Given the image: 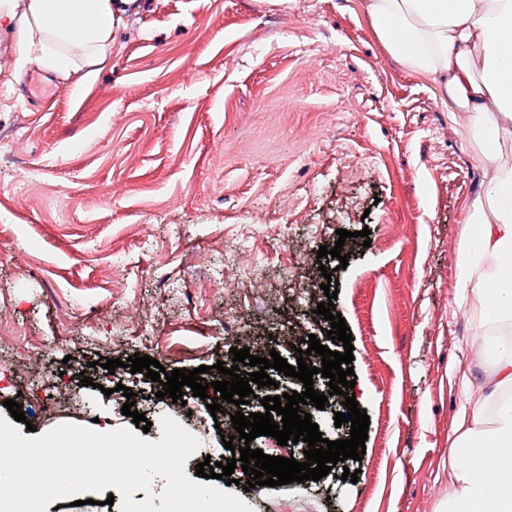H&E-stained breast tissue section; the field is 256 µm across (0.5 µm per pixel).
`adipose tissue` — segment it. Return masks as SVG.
<instances>
[{
	"label": "adipose tissue",
	"mask_w": 512,
	"mask_h": 512,
	"mask_svg": "<svg viewBox=\"0 0 512 512\" xmlns=\"http://www.w3.org/2000/svg\"><path fill=\"white\" fill-rule=\"evenodd\" d=\"M376 35L406 66L441 75L440 92L449 107L473 114L487 147L482 161L491 189L473 204L472 229L464 230L459 263L463 298L492 319L512 321V169L498 163L495 144L512 130V0H370ZM112 0H28L16 19L0 0V25L16 24L24 48H38L43 66L65 73L74 68L65 53L80 44L77 25L90 30L89 42L101 54L112 43ZM493 259L484 273V259ZM512 344L498 346L495 368L471 409L461 411L453 432L457 456L477 454L476 467L450 466L448 512H512ZM496 404L492 429L479 430L488 404Z\"/></svg>",
	"instance_id": "adipose-tissue-1"
}]
</instances>
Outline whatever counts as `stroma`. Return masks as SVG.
<instances>
[{
  "instance_id": "stroma-1",
  "label": "stroma",
  "mask_w": 512,
  "mask_h": 512,
  "mask_svg": "<svg viewBox=\"0 0 512 512\" xmlns=\"http://www.w3.org/2000/svg\"><path fill=\"white\" fill-rule=\"evenodd\" d=\"M367 3L130 0L103 57L68 47L66 76L0 28V414L15 398L36 434L108 432L132 426L133 385L149 440L169 414L199 440L194 476L224 459L200 398L171 409L99 358L208 383L233 349L288 355V324L327 337L309 305L328 270L370 418L358 480L246 491L238 470L229 490L254 512H440L461 372L492 370L472 339L499 342L458 277L490 175L472 113L386 50ZM340 229L344 268L317 255Z\"/></svg>"
}]
</instances>
